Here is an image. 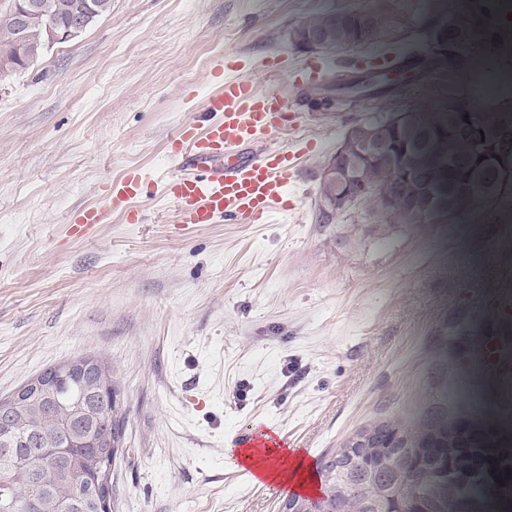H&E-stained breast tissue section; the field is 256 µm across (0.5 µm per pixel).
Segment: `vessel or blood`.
Listing matches in <instances>:
<instances>
[{"label": "vessel or blood", "instance_id": "obj_1", "mask_svg": "<svg viewBox=\"0 0 512 512\" xmlns=\"http://www.w3.org/2000/svg\"><path fill=\"white\" fill-rule=\"evenodd\" d=\"M206 110L212 118L205 127L182 125L173 141L177 168L163 183V191L180 224H211L230 217L245 224L283 209L294 158L282 149L269 147L250 162H227L226 157L244 143L263 134L287 131L291 117L281 93L259 91L242 80L225 81L210 95ZM142 177L127 170L105 189L104 203L84 209L72 232L84 235L92 226L105 223L113 213L127 222L141 217L133 203ZM240 448H280L277 432L237 435Z\"/></svg>", "mask_w": 512, "mask_h": 512}]
</instances>
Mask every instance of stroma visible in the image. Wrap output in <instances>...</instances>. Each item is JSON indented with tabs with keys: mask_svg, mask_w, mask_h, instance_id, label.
I'll use <instances>...</instances> for the list:
<instances>
[{
	"mask_svg": "<svg viewBox=\"0 0 512 512\" xmlns=\"http://www.w3.org/2000/svg\"><path fill=\"white\" fill-rule=\"evenodd\" d=\"M370 2L112 0L78 37L0 75V398L69 361L108 363L123 425L111 512H280L226 466L237 433L278 430L318 468L359 427L419 413L440 363L484 471L512 469V223L484 205L385 236L365 207L318 221L320 168L353 124L401 110L432 127L464 106L483 121L471 58L448 36L454 0H421L399 97L305 105L372 50L305 49L292 32ZM227 78L278 89L295 115L269 138L300 156L289 206L253 224L175 223L162 191L171 143L206 125ZM135 167L141 222L115 213L71 235ZM460 311L464 332L449 336Z\"/></svg>",
	"mask_w": 512,
	"mask_h": 512,
	"instance_id": "35a3bbf8",
	"label": "stroma"
}]
</instances>
